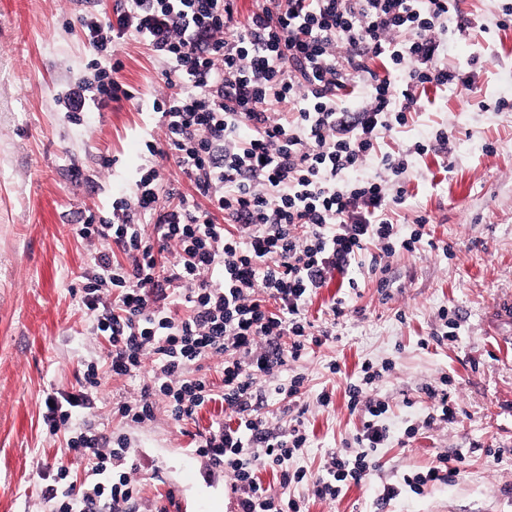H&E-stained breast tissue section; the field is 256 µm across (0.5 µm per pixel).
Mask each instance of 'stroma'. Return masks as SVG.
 Here are the masks:
<instances>
[{
	"instance_id": "1",
	"label": "stroma",
	"mask_w": 512,
	"mask_h": 512,
	"mask_svg": "<svg viewBox=\"0 0 512 512\" xmlns=\"http://www.w3.org/2000/svg\"><path fill=\"white\" fill-rule=\"evenodd\" d=\"M507 4L459 0L475 29L444 36L443 52L468 89L425 85L422 111L378 141L379 153L409 164L390 218L405 238L426 217L422 241L389 258L368 244L348 274L317 290L307 317L335 321L336 341L289 366L304 378L298 397L258 407L274 430L304 422L307 444L288 468L308 481L286 489L279 474L261 479L275 497H300L306 512H512V316L496 314L512 302V25L496 26ZM80 13L77 0H0V512H41L42 477L55 473L63 444L44 429V401L77 391L83 362L108 348L80 304L94 248L75 229L111 218L119 190L148 165V143H164L153 102L171 92L165 67L129 37L116 43L112 77L133 100L77 119L65 112V91L94 74ZM440 129L447 145L435 141ZM417 142L428 152L413 153ZM338 301L345 314L334 320ZM366 363L381 374L368 394L388 406L380 418L388 439L373 451L370 475L324 500L312 477L331 452L356 451L369 418L350 411L346 393ZM152 368L148 359L137 378L101 373L94 409L77 410L74 421L129 442L132 512L171 503L198 512L204 502L221 512L232 476L201 464L194 436L237 416L216 402L180 426L162 408L150 422L122 420L114 403L137 397ZM444 376L452 415L441 420L426 388ZM439 457L455 475L411 491L406 478ZM388 484L398 493L386 500Z\"/></svg>"
}]
</instances>
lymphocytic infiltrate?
<instances>
[{
  "instance_id": "1",
  "label": "lymphocytic infiltrate",
  "mask_w": 512,
  "mask_h": 512,
  "mask_svg": "<svg viewBox=\"0 0 512 512\" xmlns=\"http://www.w3.org/2000/svg\"><path fill=\"white\" fill-rule=\"evenodd\" d=\"M114 19L81 17L98 54V83L67 91V111L105 107L126 93L107 64L115 40L130 36L184 83L161 106L166 142L193 191L160 204V171L149 167L130 193L112 204L111 220L82 224L77 235L100 249L87 268L81 303L96 334L107 337L104 359L86 362L75 393L45 400L50 435L66 432L65 453L87 461L82 490L42 487L55 512H126L133 499V454L124 439L108 447L96 429H74L75 409H89L99 368L116 376L139 373L144 356L155 369L139 398L116 412L140 424L165 404L174 421L195 418L212 402L239 417L212 425L197 451L234 477L239 512H303L301 499L268 495L258 474L282 469L304 447L301 425L273 432L253 416L262 386L293 397L304 383L277 376L299 361L308 344L322 345L332 330L308 320L306 307L333 273H344L368 244L384 255L414 251L421 231L399 239L386 213L401 194L404 156L376 154L382 135L405 125L419 101L418 86L455 87L457 66L441 56L438 31L455 19L458 33L472 23L457 0H261L239 20L234 0H117ZM386 60L385 72L368 65ZM369 90L349 112L340 90L350 82ZM372 176L359 177L369 156ZM173 251L161 264L159 253ZM187 314H176V306ZM222 361V387L202 369ZM380 378L363 365L347 390L350 409L370 419L356 437V454L333 453L315 494L336 499L345 482H360L383 445L378 419L384 404L365 388Z\"/></svg>"
}]
</instances>
